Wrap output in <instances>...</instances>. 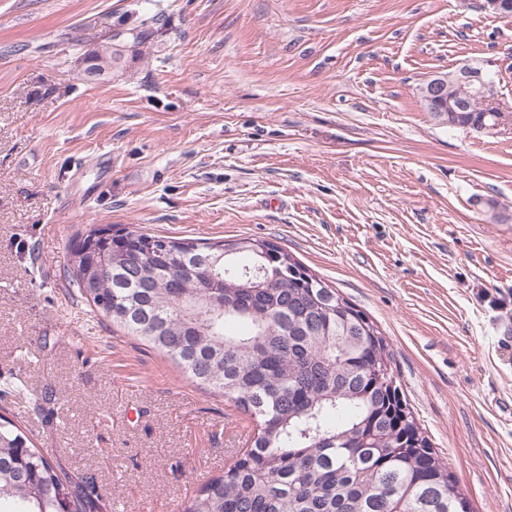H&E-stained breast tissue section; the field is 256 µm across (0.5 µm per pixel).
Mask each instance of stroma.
I'll return each instance as SVG.
<instances>
[{
  "instance_id": "obj_1",
  "label": "stroma",
  "mask_w": 512,
  "mask_h": 512,
  "mask_svg": "<svg viewBox=\"0 0 512 512\" xmlns=\"http://www.w3.org/2000/svg\"><path fill=\"white\" fill-rule=\"evenodd\" d=\"M481 3L0 0V415L103 512H182L253 424L77 295L93 225L290 252L383 333L467 512H512V124L419 94L490 61L512 111V20ZM121 47H125L117 44L109 43L107 45L98 46L92 49H88L84 53L85 59L92 61V66L96 68L99 74L112 71L113 68L118 67L123 58V50ZM94 70H88L85 72V76L88 79H94L100 76Z\"/></svg>"
}]
</instances>
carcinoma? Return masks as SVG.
Masks as SVG:
<instances>
[{"label":"carcinoma","instance_id":"cac0c4a2","mask_svg":"<svg viewBox=\"0 0 512 512\" xmlns=\"http://www.w3.org/2000/svg\"><path fill=\"white\" fill-rule=\"evenodd\" d=\"M103 74L123 58L120 44L88 49ZM448 97L464 105L474 85L448 74ZM453 127L484 131L494 113H432ZM98 232L86 230L85 241ZM95 240V239H93ZM96 261L71 253V283L96 312L158 350L198 386L220 392L255 423L247 448L224 476L207 481L184 512H467V499L412 410H403L389 345L369 316L301 263L259 240L215 243L216 267L186 282L184 297L161 283L201 246L128 230L95 240ZM167 247L158 265L142 253L141 277L128 283L117 266L141 246ZM98 293L83 287L86 277ZM98 512L96 501L9 420L0 422V501L15 512Z\"/></svg>","mask_w":512,"mask_h":512}]
</instances>
